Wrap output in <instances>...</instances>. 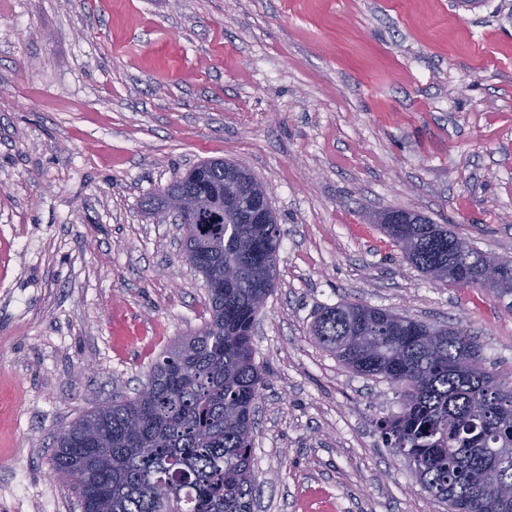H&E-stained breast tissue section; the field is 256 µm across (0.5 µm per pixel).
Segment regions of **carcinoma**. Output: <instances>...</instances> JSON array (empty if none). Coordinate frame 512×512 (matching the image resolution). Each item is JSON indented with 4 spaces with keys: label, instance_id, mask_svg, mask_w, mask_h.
<instances>
[{
    "label": "carcinoma",
    "instance_id": "carcinoma-1",
    "mask_svg": "<svg viewBox=\"0 0 512 512\" xmlns=\"http://www.w3.org/2000/svg\"><path fill=\"white\" fill-rule=\"evenodd\" d=\"M191 172L166 186L196 196ZM381 229L434 282L512 290V258L483 253L448 226L415 215ZM276 224H195L185 258L202 274L210 318L160 353L132 398L86 412L56 437L53 471L78 469L82 512H253L254 408L262 386L249 331L271 294L279 260ZM239 267L226 282L222 265ZM500 283L486 281L483 265ZM323 348L353 372L399 389L401 411L377 423L386 447L408 459L439 502L465 512H512V375L472 363L482 345L464 327L437 326L361 302L324 308L312 326Z\"/></svg>",
    "mask_w": 512,
    "mask_h": 512
}]
</instances>
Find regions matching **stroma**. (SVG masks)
<instances>
[{
    "label": "stroma",
    "instance_id": "obj_1",
    "mask_svg": "<svg viewBox=\"0 0 512 512\" xmlns=\"http://www.w3.org/2000/svg\"><path fill=\"white\" fill-rule=\"evenodd\" d=\"M213 159L269 187L281 230L258 512H444L377 431L396 388L312 325L360 301L512 370V306L432 282L375 222L415 211L512 258V0H0V512H81L57 432L208 320L147 202Z\"/></svg>",
    "mask_w": 512,
    "mask_h": 512
}]
</instances>
